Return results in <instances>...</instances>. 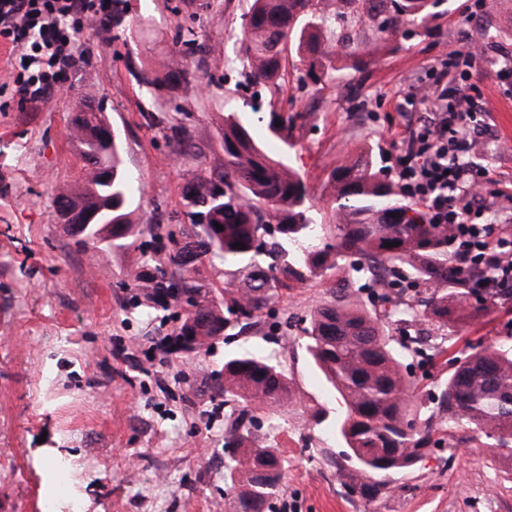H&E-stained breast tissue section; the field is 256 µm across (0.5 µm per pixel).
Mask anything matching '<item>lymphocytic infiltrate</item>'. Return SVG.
<instances>
[{
  "label": "lymphocytic infiltrate",
  "instance_id": "obj_1",
  "mask_svg": "<svg viewBox=\"0 0 512 512\" xmlns=\"http://www.w3.org/2000/svg\"><path fill=\"white\" fill-rule=\"evenodd\" d=\"M115 0H0V39L10 45L20 68L14 94L23 101H45L65 83L78 59L84 30L112 27ZM412 102L425 105L395 159L402 194L418 206L428 223L451 227L450 258L471 287L498 293L512 288V234L480 223L486 209L471 181L466 161L471 135L472 97L454 99L431 85L412 89ZM492 265L496 277L476 279Z\"/></svg>",
  "mask_w": 512,
  "mask_h": 512
}]
</instances>
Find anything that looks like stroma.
<instances>
[{
    "label": "stroma",
    "instance_id": "stroma-1",
    "mask_svg": "<svg viewBox=\"0 0 512 512\" xmlns=\"http://www.w3.org/2000/svg\"><path fill=\"white\" fill-rule=\"evenodd\" d=\"M250 0H121L107 35L87 32L68 94L0 112V512H42L48 480L73 487L83 512H229L224 432L238 403L214 388L227 355L251 351L281 362L294 396L286 414L255 412L253 439L278 442L288 460L277 512H512V479L488 449L467 441L430 449L390 474L389 492L346 496L331 462L345 445L332 422L337 396L312 365L302 321L331 301L348 276L313 280L196 352L163 351L172 311L143 317L131 278L140 250L88 251L56 221L53 189L78 178L69 135L76 98L99 105L121 135L127 172L144 193L133 219L180 232L191 172L220 169L227 114L310 186L318 218L333 213L331 170L371 153L395 178L393 157L419 109L411 88L471 40L486 47L466 82L483 142L468 157L487 190L512 194V0L485 13L481 0H447L428 27L359 55L356 66L315 87L288 55L278 87L255 89L243 66L242 17ZM191 67L193 79L154 85ZM194 133L177 156L150 114ZM272 112L301 113L286 147L269 131ZM326 416L315 424L314 414Z\"/></svg>",
    "mask_w": 512,
    "mask_h": 512
}]
</instances>
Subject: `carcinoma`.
<instances>
[{"instance_id":"obj_1","label":"carcinoma","mask_w":512,"mask_h":512,"mask_svg":"<svg viewBox=\"0 0 512 512\" xmlns=\"http://www.w3.org/2000/svg\"><path fill=\"white\" fill-rule=\"evenodd\" d=\"M445 0H252L242 24L244 63L258 85L277 83L281 61L293 48L312 85L335 79L355 56L354 33L367 26L388 44L406 26L421 27L441 13ZM300 115L270 113L269 130L283 143ZM280 125H275V122ZM168 139L178 152L191 146V132L169 126ZM73 146L80 161L79 183L54 195L58 223L85 249H128L144 232L157 236L158 224H133L135 189L121 168L118 137L101 109L74 114ZM224 164L221 170L192 173L183 196L190 216L216 212L213 224L183 227V245L167 262L149 256L133 281L144 292L145 307L167 310L188 303L180 320V348L193 351L241 322L258 318L269 303L294 288L332 277L347 268L353 280L374 277L382 267L394 281L378 288L377 299L391 305L385 314L370 311L349 291L316 306L304 321L307 354L328 386L344 401L336 421L349 453L336 469L350 474L348 489L363 498L388 490L382 476L416 465L425 449L442 442H462L468 431L512 472V347L444 336L448 327L478 320L512 297L461 288L448 265V225L429 224L422 213L399 197L395 184L376 170L371 156L348 159L333 169L328 183L334 193L336 223L319 224L312 194L301 175L269 156L236 116L224 117ZM273 216L262 223L256 213ZM241 242L245 248L234 244ZM398 246L393 247L391 243ZM206 260L236 268L245 288L210 287L199 278ZM430 288L427 299L406 300L408 290ZM425 321L443 335L431 340L426 353L413 336L395 341L386 318ZM418 353L424 364L453 366L423 399L405 371L404 360ZM224 380L217 384L224 401L243 404L224 436L230 449L224 468L242 483L232 512H268L271 499L285 490L288 461L278 446L252 443V412L280 414L293 397L281 363L251 352L224 359Z\"/></svg>"}]
</instances>
